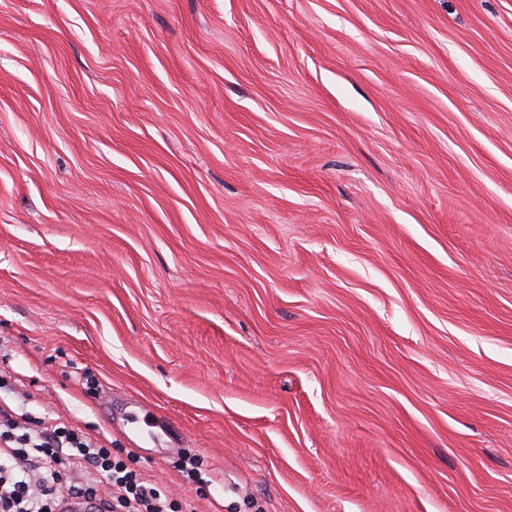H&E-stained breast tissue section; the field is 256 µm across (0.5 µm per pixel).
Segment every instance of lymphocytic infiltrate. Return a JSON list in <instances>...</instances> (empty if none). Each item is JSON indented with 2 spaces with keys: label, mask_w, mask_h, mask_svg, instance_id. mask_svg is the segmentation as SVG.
I'll use <instances>...</instances> for the list:
<instances>
[{
  "label": "lymphocytic infiltrate",
  "mask_w": 512,
  "mask_h": 512,
  "mask_svg": "<svg viewBox=\"0 0 512 512\" xmlns=\"http://www.w3.org/2000/svg\"><path fill=\"white\" fill-rule=\"evenodd\" d=\"M100 472L110 494L100 492ZM80 499L96 512H174L163 487L113 461L80 427L0 402V512H68Z\"/></svg>",
  "instance_id": "f902f5d3"
}]
</instances>
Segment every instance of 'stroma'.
Returning a JSON list of instances; mask_svg holds the SVG:
<instances>
[{"label":"stroma","mask_w":512,"mask_h":512,"mask_svg":"<svg viewBox=\"0 0 512 512\" xmlns=\"http://www.w3.org/2000/svg\"><path fill=\"white\" fill-rule=\"evenodd\" d=\"M0 397L194 512H512V0H0Z\"/></svg>","instance_id":"stroma-1"}]
</instances>
